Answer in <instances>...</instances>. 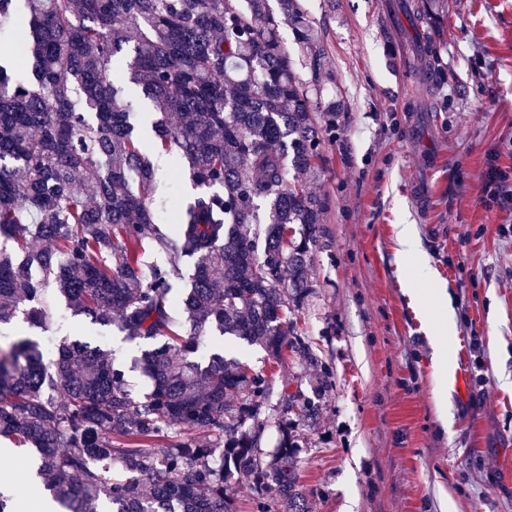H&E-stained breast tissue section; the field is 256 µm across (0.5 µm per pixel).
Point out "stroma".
<instances>
[{"instance_id":"stroma-1","label":"stroma","mask_w":512,"mask_h":512,"mask_svg":"<svg viewBox=\"0 0 512 512\" xmlns=\"http://www.w3.org/2000/svg\"><path fill=\"white\" fill-rule=\"evenodd\" d=\"M301 3L323 40V95L345 105L312 179L328 207L298 315L335 375L318 427L305 433L299 474L317 490L311 512H512V204L483 202L489 161L512 171V0H448L442 77L428 83L410 67V24L396 0ZM166 160L151 199L167 223L192 189L176 154ZM400 224L413 225L435 282L417 280L400 255ZM438 285L456 315L457 374L444 390L428 333L443 322ZM49 304L42 339L87 341L132 366L123 333L74 315L58 294ZM224 348L278 385L318 373L232 337ZM129 378L149 391L141 369ZM32 462L25 448L0 455L38 512Z\"/></svg>"}]
</instances>
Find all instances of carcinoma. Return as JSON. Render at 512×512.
Wrapping results in <instances>:
<instances>
[{"label":"carcinoma","instance_id":"cac0c4a2","mask_svg":"<svg viewBox=\"0 0 512 512\" xmlns=\"http://www.w3.org/2000/svg\"><path fill=\"white\" fill-rule=\"evenodd\" d=\"M445 3H399L431 62L420 25L443 23ZM278 4L0 0V43L32 60L21 74L0 64V237L17 244L0 248V325L47 329L52 288L138 341L152 380L135 398L86 343L47 361L26 337L0 347V438L35 449L55 512H237L233 478L254 512H310L298 428L318 425L334 373L297 321L326 210L299 176L323 160L336 104L322 98L324 49L300 0ZM284 21L309 81L282 45ZM127 85L177 116L154 148L179 153L200 188L171 228L150 201L154 148L133 138ZM226 335L321 374L291 394L222 350L201 355L205 337ZM269 427L279 439L266 450Z\"/></svg>","mask_w":512,"mask_h":512}]
</instances>
